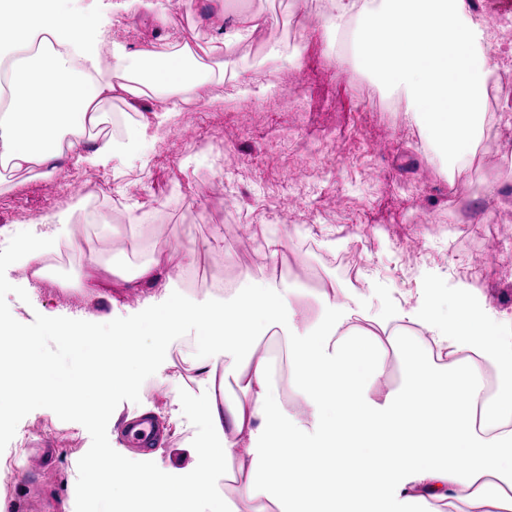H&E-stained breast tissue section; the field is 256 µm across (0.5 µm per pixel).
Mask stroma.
Instances as JSON below:
<instances>
[{
    "mask_svg": "<svg viewBox=\"0 0 512 512\" xmlns=\"http://www.w3.org/2000/svg\"><path fill=\"white\" fill-rule=\"evenodd\" d=\"M167 22L146 14L106 24L112 40L127 48L144 41L181 44L189 30L206 42L224 33V16L212 0H160ZM239 8L269 13L274 26L238 47L235 77L209 85L204 100H190L157 138L132 159L91 168L68 163L46 177L12 173L0 183V226L24 234L44 230L67 214L71 235H92L88 254L71 251V277L88 267L89 258L129 266L146 255V241L160 250L187 240L195 265L177 285L199 303L215 291L196 286L209 277L224 255L234 261L227 274L242 276L253 267L252 231L290 239L293 249L309 250L325 280L349 287L369 316L391 312L407 294L430 288L441 319L456 312L462 286L477 287L497 310L512 313V200L507 182L489 191L473 182L498 170L512 153V96L498 105L503 139L500 153L475 158L458 186L456 204L448 202V180L405 118L402 93L351 61L347 34L310 30L306 44L294 43L288 18L295 0H237ZM278 82L282 101L273 109L253 111L239 90L254 72ZM110 207L108 224H84L89 203ZM346 256L356 269L348 277L331 264ZM6 277L22 287L28 301L8 296L12 315L29 323L35 314L106 323L138 313L142 300L117 288H68L63 282L23 276L9 266ZM170 355L142 385L139 403L125 401L107 426L112 448L137 461L138 449L122 442L126 417L140 406L166 411L181 405L182 426L169 436L154 463L164 472L187 470L190 449L213 443L205 398L191 378V363L202 348L193 337L175 336ZM48 443H40L45 432ZM91 437L79 423L61 420L39 408L24 417L0 453V512H75L78 461ZM39 452V470L17 468L19 458Z\"/></svg>",
    "mask_w": 512,
    "mask_h": 512,
    "instance_id": "stroma-1",
    "label": "stroma"
}]
</instances>
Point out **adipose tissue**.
Instances as JSON below:
<instances>
[{
    "label": "adipose tissue",
    "instance_id": "adipose-tissue-1",
    "mask_svg": "<svg viewBox=\"0 0 512 512\" xmlns=\"http://www.w3.org/2000/svg\"><path fill=\"white\" fill-rule=\"evenodd\" d=\"M324 28L348 31L363 68L400 90L407 118L456 179L486 129L493 70L492 31L466 0H330ZM15 20L0 31V69L8 95L0 99V163L14 172L52 174L66 161L107 165L156 137L170 109L137 122L133 135L95 136L104 105L130 103L190 83L197 99L209 72L193 80L197 58L190 41L169 53L151 41L130 50L99 26L81 24L62 0H0ZM259 13L231 15L216 47L230 50L272 25ZM172 265L150 256L134 270L92 262L88 279L118 277L145 294L136 320L101 333L85 322L52 321L57 336L109 364L167 356V341L194 323L207 350L193 363L196 384L208 394L205 413L213 447L194 449L199 464L175 484V503L161 512H209L211 478L232 470L253 512H357L378 488L410 512H512V315L494 310L485 295L460 297L462 316L439 321L433 301L405 300L383 318L365 316L350 291L329 283L315 296L287 288L276 276L288 246L265 239L255 270L225 289L223 300L197 305L176 282L194 264L181 243ZM155 341L144 346L143 327ZM284 341L289 403L272 393V351L261 336ZM399 382H392L391 371Z\"/></svg>",
    "mask_w": 512,
    "mask_h": 512
}]
</instances>
